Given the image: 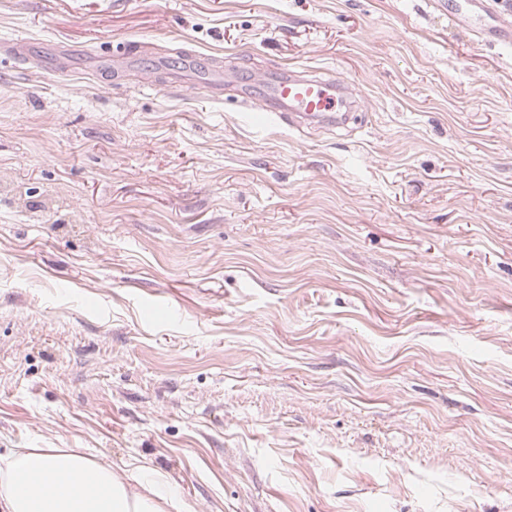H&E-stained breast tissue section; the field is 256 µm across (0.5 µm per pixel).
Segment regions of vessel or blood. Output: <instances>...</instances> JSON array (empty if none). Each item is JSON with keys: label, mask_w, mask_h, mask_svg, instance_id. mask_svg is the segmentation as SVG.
I'll return each instance as SVG.
<instances>
[{"label": "vessel or blood", "mask_w": 512, "mask_h": 512, "mask_svg": "<svg viewBox=\"0 0 512 512\" xmlns=\"http://www.w3.org/2000/svg\"><path fill=\"white\" fill-rule=\"evenodd\" d=\"M479 9L498 12L500 19L494 26L474 28L477 40L512 45V0H465L463 8L449 12L448 17L466 24ZM139 54L138 44L128 45L117 58L95 61L92 71H107L114 78H123ZM261 99L268 120L287 119L298 125L315 123L328 128L344 123L356 106L345 81L323 77L313 68L294 66L282 67L278 75L266 79Z\"/></svg>", "instance_id": "b4317fda"}]
</instances>
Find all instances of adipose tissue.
<instances>
[{
    "label": "adipose tissue",
    "mask_w": 512,
    "mask_h": 512,
    "mask_svg": "<svg viewBox=\"0 0 512 512\" xmlns=\"http://www.w3.org/2000/svg\"><path fill=\"white\" fill-rule=\"evenodd\" d=\"M161 477L135 479L107 458L69 448H15L0 455V512H167Z\"/></svg>",
    "instance_id": "ef3b65f1"
}]
</instances>
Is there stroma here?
Segmentation results:
<instances>
[{
    "label": "stroma",
    "instance_id": "35a3bbf8",
    "mask_svg": "<svg viewBox=\"0 0 512 512\" xmlns=\"http://www.w3.org/2000/svg\"><path fill=\"white\" fill-rule=\"evenodd\" d=\"M445 2L0 0L1 455L172 512H512V46ZM132 42L117 85L41 61ZM213 58L365 108L262 127Z\"/></svg>",
    "mask_w": 512,
    "mask_h": 512
}]
</instances>
